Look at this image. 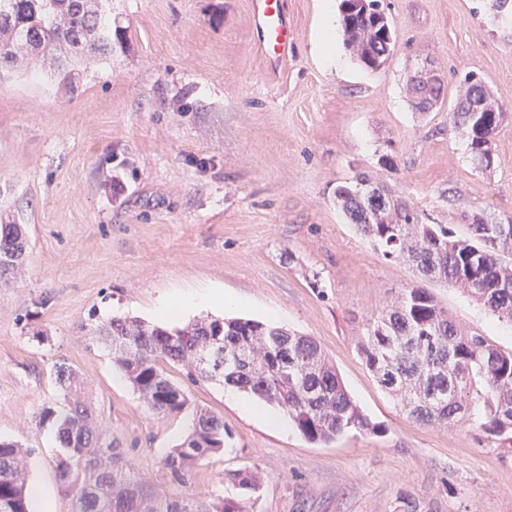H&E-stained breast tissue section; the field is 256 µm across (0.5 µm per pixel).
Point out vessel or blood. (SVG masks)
<instances>
[{
  "instance_id": "obj_1",
  "label": "vessel or blood",
  "mask_w": 512,
  "mask_h": 512,
  "mask_svg": "<svg viewBox=\"0 0 512 512\" xmlns=\"http://www.w3.org/2000/svg\"><path fill=\"white\" fill-rule=\"evenodd\" d=\"M251 14L259 47L271 63H279L292 50L295 33L288 23L285 0H251Z\"/></svg>"
}]
</instances>
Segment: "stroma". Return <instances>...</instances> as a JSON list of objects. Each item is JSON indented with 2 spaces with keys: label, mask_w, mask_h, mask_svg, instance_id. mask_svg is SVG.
I'll use <instances>...</instances> for the list:
<instances>
[{
  "label": "stroma",
  "mask_w": 512,
  "mask_h": 512,
  "mask_svg": "<svg viewBox=\"0 0 512 512\" xmlns=\"http://www.w3.org/2000/svg\"><path fill=\"white\" fill-rule=\"evenodd\" d=\"M295 45L270 72L255 45L249 0H109L112 60L74 92L49 64L0 70V215L27 225L26 273L0 288V438L31 451L32 512H72L58 479L59 444L43 412L67 410L55 380L83 379L128 467L164 485L159 461L188 416L149 410L90 344V326L133 316L158 322L172 296L196 299L172 325L244 318L316 341L371 429L309 441L189 382L191 400L224 419V451L204 459L182 495L227 494L225 471L263 476L254 512H512V430L480 426L485 390L433 425L409 418L358 351L368 322L402 289L425 286L469 333L512 351V324L460 290L420 282L385 260L338 206L337 186L372 174L430 224L470 233L469 217L512 219V20L489 0H381L395 47L378 70L346 45L342 69L318 50L320 0H285ZM437 69L442 102L421 114L406 77ZM473 73L506 117L481 170L448 127L458 85ZM234 296L232 309L205 303Z\"/></svg>",
  "instance_id": "1"
}]
</instances>
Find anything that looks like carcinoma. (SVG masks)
<instances>
[{"mask_svg": "<svg viewBox=\"0 0 512 512\" xmlns=\"http://www.w3.org/2000/svg\"><path fill=\"white\" fill-rule=\"evenodd\" d=\"M106 0H0V68L26 71L34 62L57 64L59 84L72 89L82 67L112 60V17ZM346 44L357 60L380 68L395 46L391 22L380 0H339ZM406 85L416 108L438 104L441 81L409 74ZM503 112L472 74L459 84L448 113L449 127L463 138L473 164L490 167L494 136ZM349 222L382 255L405 263L421 278L459 288L500 320L512 323V221L471 216V235H455L446 224H427L420 211L365 172L336 188ZM25 226L0 222V288L24 274ZM105 345L112 362L146 407L163 416L186 414L192 430L160 461L168 483L184 486L200 462L224 450V420L199 407L174 385L165 369L178 366L188 381L218 380L281 407L312 442H329L344 431L375 426L345 389L335 364L311 338L254 320L203 318L182 327L113 318L88 330ZM377 385L416 421L442 424L465 410L463 393L476 379L487 390L482 428L512 429V352L479 334H464L425 288H405L370 320L359 345ZM67 411L56 422L64 456L59 479L73 494L72 512H247L261 487L257 471L224 473L242 498L192 500L161 495L123 466L119 448L105 430L73 370L56 368ZM30 451L0 440V512H30L26 458Z\"/></svg>", "mask_w": 512, "mask_h": 512, "instance_id": "cac0c4a2", "label": "carcinoma"}]
</instances>
